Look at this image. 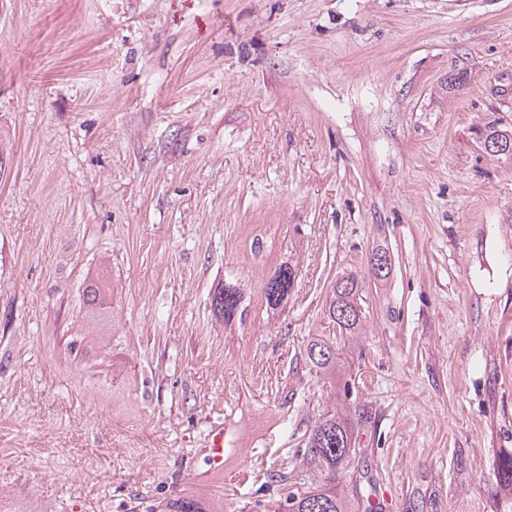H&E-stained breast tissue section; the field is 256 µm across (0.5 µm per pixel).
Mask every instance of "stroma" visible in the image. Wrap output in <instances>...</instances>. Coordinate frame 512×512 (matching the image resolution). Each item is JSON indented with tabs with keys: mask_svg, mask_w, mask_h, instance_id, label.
I'll list each match as a JSON object with an SVG mask.
<instances>
[{
	"mask_svg": "<svg viewBox=\"0 0 512 512\" xmlns=\"http://www.w3.org/2000/svg\"><path fill=\"white\" fill-rule=\"evenodd\" d=\"M512 0H0V490L224 512L335 409L304 367L355 274L365 512H512ZM390 255L387 280L370 258ZM296 265L287 303L263 288ZM111 293L96 318L91 280ZM243 290L225 325L216 287ZM224 427V470L198 455ZM483 143L486 141L500 142L506 146L509 144L508 150L498 151L496 154L487 153L490 156L495 157L498 160H502L509 164H512V129L508 127L500 126L494 121L490 122L484 129ZM161 512H218L214 501L200 495H179L160 502Z\"/></svg>",
	"mask_w": 512,
	"mask_h": 512,
	"instance_id": "obj_1",
	"label": "stroma"
}]
</instances>
